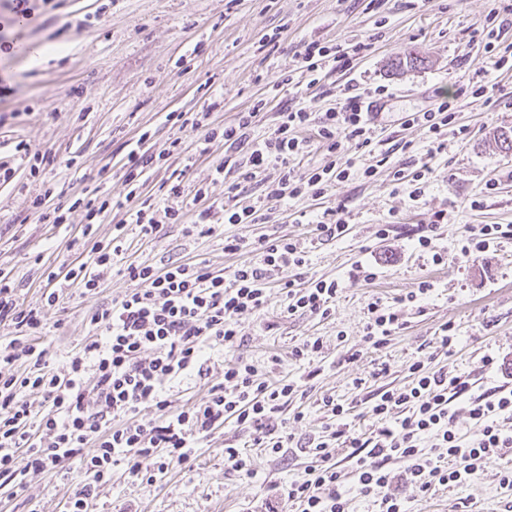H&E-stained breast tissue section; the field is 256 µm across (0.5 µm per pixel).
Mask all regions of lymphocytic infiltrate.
I'll return each instance as SVG.
<instances>
[{"label": "lymphocytic infiltrate", "instance_id": "f902f5d3", "mask_svg": "<svg viewBox=\"0 0 512 512\" xmlns=\"http://www.w3.org/2000/svg\"><path fill=\"white\" fill-rule=\"evenodd\" d=\"M364 42L326 45L305 44L296 66L311 80L326 67L351 69L368 51ZM364 95L348 96L341 107L313 116L304 108H285L269 135L253 137L256 119L265 99L255 100L233 123L213 127L209 119L220 101L208 98L199 112H169L165 121L181 132L203 131L205 143H218L225 154L214 168L216 177L233 163L237 153L247 156L242 180L277 170V186L265 204L277 208L288 200L322 196L335 182L349 178L352 160L342 157L349 140L368 144L369 114ZM315 127L325 152L323 165L297 174L291 159L304 155L309 140L304 132ZM146 136L125 141L120 167L125 199L132 202V221L143 237L152 236L160 219L181 222L179 210L159 207L141 193L147 174L162 168L169 155L182 153V141L173 139L167 150L156 153L146 146ZM48 196L34 198L29 207L40 223L61 230L67 225L66 208L83 209L86 222L70 234L67 248H84L88 258L63 271L46 269L42 305L28 308L19 302L11 273L0 269V322H12L17 331L0 343V485L24 489L29 475L64 465H76L87 478L66 503L65 512H87L101 487L112 479V467L123 461L133 477L155 482L163 479L171 463L187 460L198 437L211 434L226 421L251 430L253 442L265 455L283 453L285 438L273 418L294 393L287 380H259L257 370L243 357L224 365V380L202 401L178 408L169 400L171 382L188 376L205 377L214 347L237 351L245 342L239 317L260 310L266 288L281 268L303 266L296 241L280 236L254 240L258 262L236 265L229 274L211 272L201 262L177 259L158 268L125 262V227L115 225L111 239L93 241L99 217L111 211V196L71 200L68 206H49ZM133 281L134 289L121 300L97 308L89 318L91 334L85 344L68 355L63 368L40 336L47 311L59 307L65 288L79 286L95 292L112 268ZM288 314L326 316L335 301L337 280L294 279L283 283ZM411 384L402 390H382L371 404L382 426L375 436L349 442V459L355 462L354 483L345 485L340 462L331 443L343 433L348 407L333 397L322 403L334 421L330 440L301 445L315 461L303 480L288 487L269 485L265 512H280L281 502L298 505L299 512H348L351 495L371 500L377 512H407L406 488L427 492L433 485L462 484L472 480L488 461L512 455V388L497 387L471 396L469 380L422 362L410 366ZM41 393L48 407L34 409L29 393ZM466 400V410L478 428L469 438L455 430L456 401ZM152 407L160 421L136 422L140 409ZM430 449H423V442ZM401 462L393 471L392 462Z\"/></svg>", "mask_w": 512, "mask_h": 512}]
</instances>
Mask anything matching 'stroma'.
<instances>
[{
	"label": "stroma",
	"mask_w": 512,
	"mask_h": 512,
	"mask_svg": "<svg viewBox=\"0 0 512 512\" xmlns=\"http://www.w3.org/2000/svg\"><path fill=\"white\" fill-rule=\"evenodd\" d=\"M494 0H64L52 16H39L23 29L9 23L0 6V36L11 40L10 53H0V78L11 92L0 97V159L16 168L17 181L0 184V268L10 271L24 306L41 305V274L45 267L75 260L65 246L49 244L51 230L37 223L29 198L56 184L68 195L93 198L111 193V212L95 224L94 240H109L114 224L125 223L136 245L133 260L155 266L199 259L214 272H229L253 260L250 250L226 252L228 239L254 240L288 236L305 255L302 268L288 267L282 280L296 273L306 278L337 280L339 290L330 315L288 314L283 291L271 288L267 302L240 315L246 342L239 353L253 364L259 378L296 382L300 394L278 414L275 423L296 441L307 442L328 424L321 400L334 396L351 405L346 437L364 438L379 423L369 412L370 392L387 386L401 389L410 381L409 365L425 362L432 369L451 368L470 379L472 395L505 385L512 387V238L475 258L463 257L465 228L478 224L512 225V156L497 148L494 134L512 135V70L501 74L493 91L475 97L464 87L489 55L474 29L494 7ZM73 29L63 30L65 21ZM276 45L265 46L270 35ZM319 41L364 42L369 49L352 71L328 69L316 85H308L295 68L304 44ZM386 86L388 98L371 123V143L344 144L357 172L333 184L318 198L289 202L286 209L265 214L256 224H228L222 205L229 184H237L242 203L266 196L274 173L239 181L237 171L214 180L213 168L224 155L210 146L198 155L199 133L185 132L183 146L197 154L192 168L183 157L169 160V169L149 172L143 194L162 197L161 186L171 170H184V194L173 200L183 221L162 224L149 240L129 221L120 180L121 145L149 132L152 151L168 148L174 131L165 122L169 112H197L209 95L224 97L213 124L234 121L261 96L269 105L260 113L256 135L270 133L284 107L323 112L339 105L353 91ZM455 100V126L467 138L445 134L441 153L428 155L430 138L408 124L411 113L436 108L442 98ZM50 151L57 164L43 178L29 175V163L15 152L18 142ZM80 165L76 178L68 160ZM429 166L427 188L412 198L408 178ZM375 167L373 177L361 174ZM404 181H396V173ZM494 189H486L487 181ZM209 187L213 234L188 233L195 215L192 203L198 185ZM480 207H473V200ZM448 214L437 227L433 244L444 255L433 264L430 255L412 252V243L426 231L434 214ZM338 214L348 229L339 238L316 236L302 214ZM390 233L379 239L380 225ZM374 265L377 276L351 279L356 262ZM433 285L425 299L408 305L398 300L420 281ZM134 284L113 272L96 293L71 287L63 308L49 311L43 339L57 365L89 336V315L121 299ZM399 309V325L386 343L373 347L365 340L368 308L374 301ZM459 343L452 351L441 346L444 328ZM310 337L323 341L311 359L292 357V349ZM500 363L487 367L484 355ZM225 352H215L208 378L187 377L175 383L177 404L203 400L224 380ZM362 387H355V380ZM303 420H294V413ZM240 449L253 457L257 476L248 479L227 468L224 451ZM311 459L291 448L280 457L253 447L247 429L227 422L223 430L201 439L189 459L174 466L162 481L150 483L115 466L111 482L96 501V512H255L267 481L285 484L301 479ZM503 461L487 463L461 486H435L428 492L407 489L408 512H512V485L501 481ZM77 484L55 469L32 475L20 492L0 487V512H61Z\"/></svg>",
	"instance_id": "1"
}]
</instances>
